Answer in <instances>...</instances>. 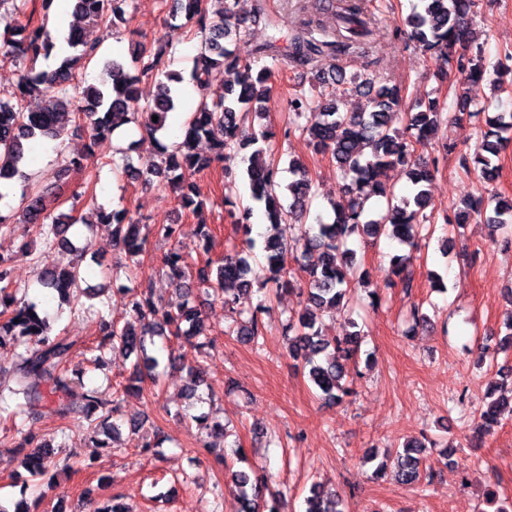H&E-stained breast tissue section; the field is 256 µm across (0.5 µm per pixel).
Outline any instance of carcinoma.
<instances>
[{
  "instance_id": "1",
  "label": "carcinoma",
  "mask_w": 512,
  "mask_h": 512,
  "mask_svg": "<svg viewBox=\"0 0 512 512\" xmlns=\"http://www.w3.org/2000/svg\"><path fill=\"white\" fill-rule=\"evenodd\" d=\"M28 0H0V60L25 61L29 66L20 70L15 90L6 99L0 97V199L16 177L22 176L21 165L31 146L45 139L59 140L66 124L77 118L84 123L91 142L112 136L113 132L133 121L139 123L151 147L159 154V161L138 167L132 158L125 159L123 173L137 175L145 184L158 183L171 188L181 207L198 214L205 202L199 199L194 174L212 167L224 159L227 150L255 147L249 156L246 174L253 201L264 206L270 226L282 224L299 226L296 244L302 248V257L308 273L304 306L288 316L283 331L288 336V355L302 361L309 381L328 401L342 402L355 393L351 366L356 364L360 351L361 333L357 323L354 330L341 339H329L318 326L320 316L343 305L350 292V277L356 265L354 251L347 248V240L359 234L370 239L386 236L401 244L414 243L424 224L434 219L426 213L431 200L426 188L435 172L438 160L417 163L413 160L415 146L430 140L444 121L440 102L435 98L413 102L407 112H401L403 96L400 88L379 80L373 74L360 79L345 80L339 67L328 71L316 68L324 59L340 60L354 52L369 54L375 13L368 0H314L303 4V18L291 32L284 33L272 24L265 12L263 0H257L252 15L244 22L236 11L237 0H171L169 15L184 17L201 35L194 69L190 78L196 88L198 103L184 127L182 139L171 146L159 136L166 131L168 114L176 109L179 85L184 77L165 69L169 46L159 44L148 50L138 47L132 65L110 59L103 62L107 79L98 84L83 85L76 81V65L96 54L97 44L87 42L82 31L98 23L117 28L125 21L127 0H71L72 15L67 42L79 53L61 59L59 66L48 76L35 71V63L50 55L54 43L49 40L44 25L19 21L25 13ZM476 0H417L404 20L405 29L399 30L409 42L424 54L442 63L439 77L459 74L457 83L459 107L448 119L458 121L470 115L461 86L484 78L487 69L483 63V49L476 42L472 28ZM329 12L336 19L332 29L324 27L321 14ZM270 28L273 33L255 48V59H243L237 53V43L258 28ZM270 58L273 62L285 60L296 69H307L312 84L320 88L318 98L295 94L288 100V126L283 135H299L308 140L313 150L329 154L336 162L342 184L341 200L333 203L334 219L306 225L313 197L312 181L306 166L298 159L289 161L293 179L285 186L290 201L283 204L278 195L280 183L278 163L264 158V144L275 137V132L261 123L266 116V103L271 87L272 68L258 65V60ZM229 73L231 79L215 86L217 77ZM154 80L156 93L145 104H140L137 86L144 78ZM352 85L369 96L367 107L361 112H342L338 97ZM39 101L37 108L29 107L31 100ZM406 117L402 129L393 128L398 115ZM158 120H152V116ZM488 129L471 150L461 156L465 170H474L487 181L494 179L498 164L495 159L512 146V113L500 112L487 121ZM210 145V153L198 150L200 142ZM408 169L412 191L399 197L385 180L390 168ZM84 169L83 159L65 157L55 172V181L61 182L71 173ZM54 185L50 184L25 195V205L18 213L0 212V233L12 231L17 224L32 228L49 254L55 250L72 251L74 245L66 233L76 220L63 214H54L48 198ZM485 201L471 199L455 214V224L448 229L467 224L474 214L482 212ZM224 208L234 218L236 234L248 238L251 233V207L242 206L230 197H224ZM491 218L493 227L506 233L505 243H512V198H495ZM98 223L114 225L112 250L122 255L112 267V277L128 273L145 253L150 234L172 239L177 233L175 224L148 226L128 216L126 210H101ZM202 252L205 260L194 282L184 281L183 257L175 250L163 256L169 277L181 294L175 306L159 307L153 299L152 288L144 285L125 286L131 293L130 311L137 325L126 321L103 322L93 350L102 354L119 349L135 355L127 383L112 388V410L106 409L103 392L98 388L84 394V402L75 406L70 402L71 380L67 363L75 342L67 336L52 333L47 317L37 305L17 297L19 289L13 286L11 265L0 258V350L11 351L15 388L6 396L0 392V421L11 423L21 442L15 447L22 455V463L33 477H43L58 467V461L48 450L49 441L29 426L38 408L54 404L53 412L63 418L74 417L79 425L93 433L115 431L120 427L113 420L122 395L142 390L145 381L159 385L157 369L160 360L148 354L146 337L172 336L196 342L201 349L214 346L205 323L204 311L196 304L194 295L203 294L224 306L232 324L224 330L227 336L255 345L267 329L259 314L266 310L267 298L273 289L290 285L286 276L287 243L277 235L268 236L259 254V270H254L251 256L237 251H225L214 259L212 229L199 225ZM85 252H80L70 263L62 266L47 260L37 265L36 281L49 292L69 300L85 292L81 265ZM411 254H396L391 259L392 273L405 286H411L408 264ZM504 382L493 381L489 387L487 409L480 413L476 429L489 432L498 426L501 408L506 398L500 394ZM426 444L418 439L403 446L395 456L377 460L369 451L363 456L366 463L378 461L375 476L390 475L400 484H420L426 480L424 466ZM234 488V512H280V492L264 489L263 479H251L245 471L231 472ZM29 481L20 485L21 498L14 509L0 503V512H33L27 505ZM304 512H347L344 499L314 483L304 500Z\"/></svg>"
}]
</instances>
